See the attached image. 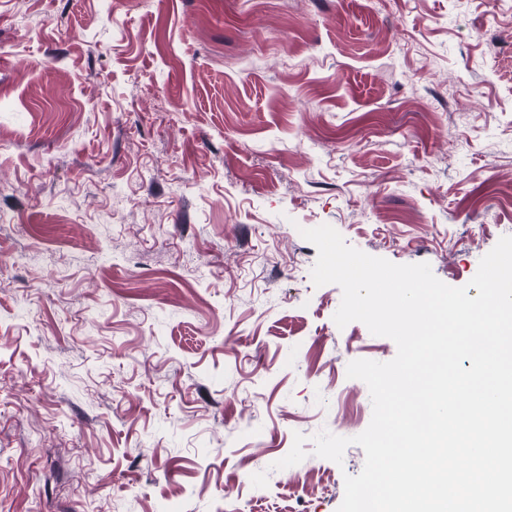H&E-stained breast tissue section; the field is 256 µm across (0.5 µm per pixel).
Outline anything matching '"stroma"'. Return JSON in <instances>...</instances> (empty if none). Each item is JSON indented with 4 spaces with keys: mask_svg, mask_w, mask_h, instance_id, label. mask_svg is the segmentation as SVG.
Masks as SVG:
<instances>
[{
    "mask_svg": "<svg viewBox=\"0 0 512 512\" xmlns=\"http://www.w3.org/2000/svg\"><path fill=\"white\" fill-rule=\"evenodd\" d=\"M323 224L476 296L512 0H0V512H337L397 347Z\"/></svg>",
    "mask_w": 512,
    "mask_h": 512,
    "instance_id": "35a3bbf8",
    "label": "stroma"
}]
</instances>
